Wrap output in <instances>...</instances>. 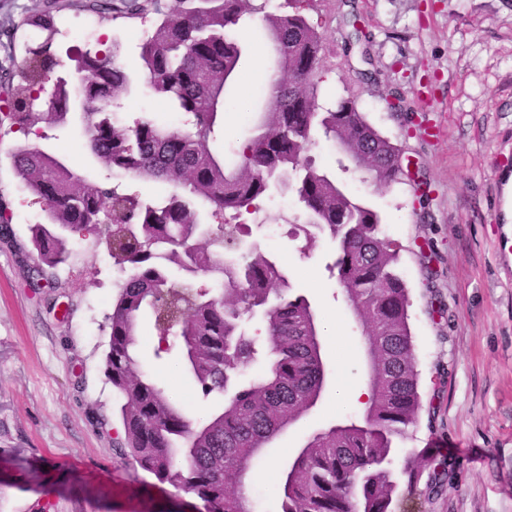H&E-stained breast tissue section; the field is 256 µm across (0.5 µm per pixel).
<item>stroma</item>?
I'll return each mask as SVG.
<instances>
[{"mask_svg": "<svg viewBox=\"0 0 512 512\" xmlns=\"http://www.w3.org/2000/svg\"><path fill=\"white\" fill-rule=\"evenodd\" d=\"M52 10L58 29L93 30L92 40L55 39L54 77L74 80L69 58L116 39L119 64L133 83L116 112L123 121L157 117L181 128L142 69L139 42L155 17L112 18L81 0H0V72L18 73L34 32L31 11ZM306 15L324 37L319 102L356 99L368 121L417 163L428 183L419 198L409 182L377 192L359 177L349 191L376 211L383 234L402 246L396 265L410 298L409 324L422 410L395 438L393 469L432 449L448 464L444 490L419 495L413 512H512V236L501 224L503 171L512 172V0H311ZM370 34V63L346 52L349 20ZM250 47L228 88L215 154L236 147L254 124L252 107L274 67L260 15L236 30ZM22 133L0 124V200L12 236L0 239V512H204L201 502L159 484L115 452L118 398L104 373L108 318L123 273L94 233L73 238L51 282L37 279L30 227L43 206L16 178L8 152ZM38 146L65 156L79 172L101 169L79 123L44 126ZM306 216L287 184H271L260 213L247 216L243 247L259 244L293 289L318 313L327 382L311 410L254 464L246 489L257 512H278L273 488L310 434L359 419L336 403V387L366 383L361 334L341 292L336 243L321 235L304 255L290 235ZM140 366L203 416L176 352L159 356L150 314L140 319Z\"/></svg>", "mask_w": 512, "mask_h": 512, "instance_id": "35a3bbf8", "label": "stroma"}]
</instances>
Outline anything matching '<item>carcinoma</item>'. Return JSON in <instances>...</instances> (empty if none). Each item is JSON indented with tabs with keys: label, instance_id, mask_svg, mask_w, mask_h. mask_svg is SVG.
<instances>
[{
	"label": "carcinoma",
	"instance_id": "1",
	"mask_svg": "<svg viewBox=\"0 0 512 512\" xmlns=\"http://www.w3.org/2000/svg\"><path fill=\"white\" fill-rule=\"evenodd\" d=\"M112 18L150 11L155 29L140 43V59L154 92L189 117L184 129L140 117L125 126L112 106L131 87L117 59L121 45L100 43L72 58L78 89L60 79L42 98L48 74L60 65L50 52L58 35L53 17L35 12L22 25L43 35L28 48L21 82L11 85L10 125L27 136L44 123L66 125L77 115L86 146L113 176L173 185L170 193L143 200L77 172L59 155L27 141L10 151L12 167L46 212L30 228L39 269L67 262L73 233L107 220L112 258L125 272L112 304L105 375L121 401L123 438L118 455L161 484L199 499L204 512H255L244 488L264 448L314 406L326 383L321 325L308 298L293 291L283 269L260 251L224 270L223 252L240 244L243 225H220L206 244L195 201L214 215L257 214L269 181L295 176L298 202L309 216L291 235L327 231L337 242L334 268L364 335L368 405L361 419L307 437L280 473V512H394L399 484L390 468L393 440L417 423L418 372L409 325L405 282L395 272L401 246L386 238L378 214L354 197L309 155L317 140L337 146L344 173H361L378 188L404 174L403 150L366 119L352 98L332 109L318 105L323 36L299 10L263 13L254 0H119ZM262 14L278 57L257 124L226 160L210 142L226 108V85L237 76L246 47L233 35L245 16ZM180 271L174 281L171 269ZM206 278L218 294L198 285ZM262 308L268 370L243 384L241 372L257 360L256 340L242 331L243 315ZM151 313L156 353L179 350L197 395L224 397L222 409L203 421L187 413L170 390L141 370L134 349L143 311ZM405 496L418 491L421 465L402 469Z\"/></svg>",
	"mask_w": 512,
	"mask_h": 512
}]
</instances>
